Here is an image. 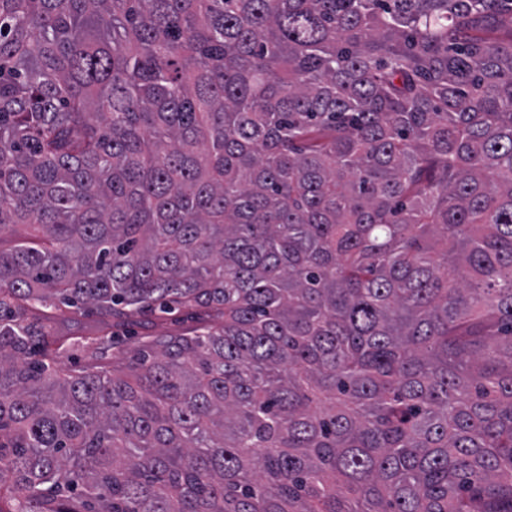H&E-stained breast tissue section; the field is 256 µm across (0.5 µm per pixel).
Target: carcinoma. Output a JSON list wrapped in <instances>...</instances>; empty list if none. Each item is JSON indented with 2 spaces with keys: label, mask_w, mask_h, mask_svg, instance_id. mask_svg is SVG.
<instances>
[{
  "label": "carcinoma",
  "mask_w": 512,
  "mask_h": 512,
  "mask_svg": "<svg viewBox=\"0 0 512 512\" xmlns=\"http://www.w3.org/2000/svg\"><path fill=\"white\" fill-rule=\"evenodd\" d=\"M0 512H512V0H0ZM51 323L58 332L73 338L87 336L98 330L97 324L92 318L76 314L75 310L67 305L53 310ZM193 325L194 323L190 320L180 324L171 323L170 321L154 320L153 322H150L148 325L142 324L140 326H136L135 330L140 334V336L148 334H176L183 332L185 329ZM97 345H88L83 349L70 350L62 354L61 363L65 373L79 371L82 368H94L112 375V368L124 367L135 353V344L128 343L104 350L95 349Z\"/></svg>",
  "instance_id": "carcinoma-1"
}]
</instances>
